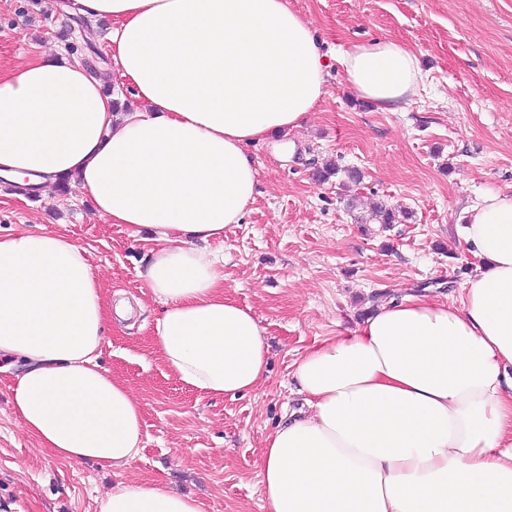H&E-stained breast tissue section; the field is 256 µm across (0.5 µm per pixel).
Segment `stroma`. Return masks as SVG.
<instances>
[{
    "mask_svg": "<svg viewBox=\"0 0 512 512\" xmlns=\"http://www.w3.org/2000/svg\"><path fill=\"white\" fill-rule=\"evenodd\" d=\"M72 0H0V71L62 41L68 56L104 73L121 105L110 25L75 14ZM312 24L328 62L325 95L302 128L250 146L258 194L210 252L224 258V294L249 307L265 333L268 374L252 392L222 399L186 388L161 360V305L143 274L153 242L81 204L77 189L45 195L0 183V236L37 228L86 251L110 317L98 362L140 401L144 442L124 469L53 457L27 435L0 373V512H97L124 480L161 481L205 512H261L258 466L266 437L303 409L295 364L315 344L353 333L377 304L412 293L460 304L477 261L462 243L469 208L512 189V0H289ZM391 38L418 55L424 84L398 112L349 91L340 63L355 43ZM335 161L338 175L314 173ZM357 171L351 181L348 171ZM394 224L370 221L373 204Z\"/></svg>",
    "mask_w": 512,
    "mask_h": 512,
    "instance_id": "stroma-1",
    "label": "stroma"
}]
</instances>
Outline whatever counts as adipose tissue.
<instances>
[{
	"label": "adipose tissue",
	"mask_w": 512,
	"mask_h": 512,
	"mask_svg": "<svg viewBox=\"0 0 512 512\" xmlns=\"http://www.w3.org/2000/svg\"><path fill=\"white\" fill-rule=\"evenodd\" d=\"M111 21L113 59L141 100L115 110L99 74L63 50L0 75V174L70 177L110 223L156 242L144 278L161 303L156 346L187 388L236 397L267 373L263 331L224 294L207 251L256 194L249 145L300 128L327 62L288 0H76ZM378 110L407 106L416 53L384 39L340 57ZM463 242L480 265L461 306L411 295L296 363L306 412L268 436L262 512H512V194L487 191ZM108 316L72 239L0 237V370L26 433L54 457L120 470L139 453L142 407L98 358ZM98 512H203L161 483L121 481Z\"/></svg>",
	"instance_id": "1"
}]
</instances>
